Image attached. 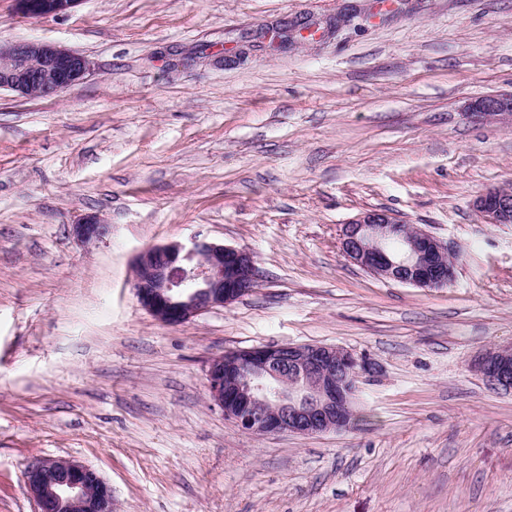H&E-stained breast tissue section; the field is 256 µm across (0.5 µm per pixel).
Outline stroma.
I'll use <instances>...</instances> for the list:
<instances>
[{
	"label": "stroma",
	"instance_id": "1",
	"mask_svg": "<svg viewBox=\"0 0 512 512\" xmlns=\"http://www.w3.org/2000/svg\"><path fill=\"white\" fill-rule=\"evenodd\" d=\"M93 71L0 92V512H36L28 464L69 458L114 512H512V393L469 368L512 345V224L472 208L512 182V0H80L0 44ZM384 209L457 256L453 283L376 278L342 224ZM110 227L84 244L73 224ZM250 250L258 285L180 326L137 303L144 248ZM339 345L377 371L356 428L257 438L210 406L224 351ZM472 111L487 120L508 117L512 121V92L487 95L473 103Z\"/></svg>",
	"mask_w": 512,
	"mask_h": 512
}]
</instances>
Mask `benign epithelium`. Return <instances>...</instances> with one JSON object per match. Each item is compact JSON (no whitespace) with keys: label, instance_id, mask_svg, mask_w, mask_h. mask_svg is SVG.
Instances as JSON below:
<instances>
[{"label":"benign epithelium","instance_id":"1","mask_svg":"<svg viewBox=\"0 0 512 512\" xmlns=\"http://www.w3.org/2000/svg\"><path fill=\"white\" fill-rule=\"evenodd\" d=\"M78 0H15L28 18L66 13ZM89 60L56 43L19 41L0 45V91L26 99L52 97L90 74ZM485 119H512V92L487 95L472 105ZM475 212L487 224L512 223V184L476 196ZM110 225L91 217L72 225L73 237L90 244ZM343 255L376 278L419 288H446L454 277L448 248L427 231L390 212L367 210L340 230ZM258 283L253 254L194 237L143 250L135 259L132 288L138 304L158 321L179 326L225 307ZM473 369L492 389L512 392V346L490 347ZM373 364L344 347L323 344L263 345L224 352L208 360L209 400L245 432L266 437L301 436L350 426L360 383ZM25 486L37 512H113L112 489L94 468L66 458L31 462Z\"/></svg>","mask_w":512,"mask_h":512}]
</instances>
